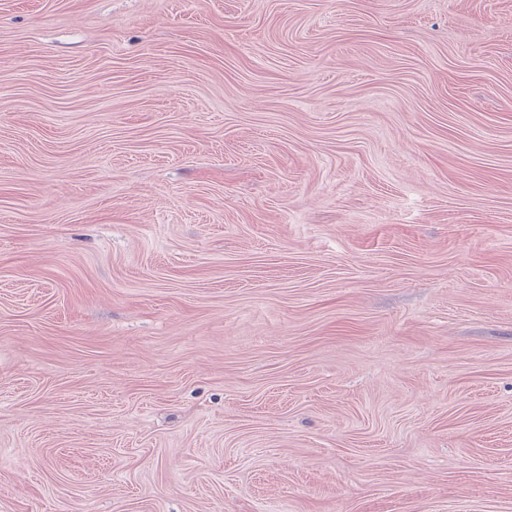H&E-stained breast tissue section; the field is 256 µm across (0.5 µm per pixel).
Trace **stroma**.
Instances as JSON below:
<instances>
[{
	"label": "stroma",
	"mask_w": 512,
	"mask_h": 512,
	"mask_svg": "<svg viewBox=\"0 0 512 512\" xmlns=\"http://www.w3.org/2000/svg\"><path fill=\"white\" fill-rule=\"evenodd\" d=\"M0 512H512V0H0Z\"/></svg>",
	"instance_id": "obj_1"
}]
</instances>
